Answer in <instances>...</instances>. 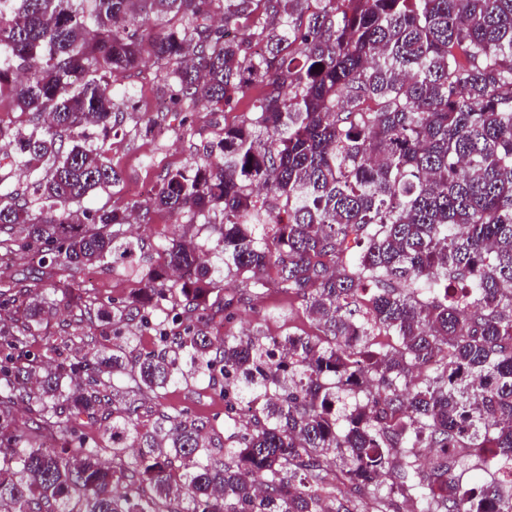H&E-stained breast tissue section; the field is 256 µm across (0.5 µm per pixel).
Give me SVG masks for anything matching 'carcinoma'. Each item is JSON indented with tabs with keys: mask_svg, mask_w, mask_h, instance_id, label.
<instances>
[{
	"mask_svg": "<svg viewBox=\"0 0 512 512\" xmlns=\"http://www.w3.org/2000/svg\"><path fill=\"white\" fill-rule=\"evenodd\" d=\"M145 11L161 21L148 41ZM146 56L178 112L265 92L133 205L215 234L164 240L119 311L155 318L159 350L35 383L43 301L0 289V506L362 512L366 496L377 512H512L497 482L512 460V0H0V99L19 113L0 120V170L29 176H0V253L35 250L45 271L139 248L120 234L127 213L72 205L121 181L88 129L114 128L128 98L108 77ZM221 268L251 294L301 296L322 337L210 335L245 302L210 301ZM186 364L241 393L246 427L216 458L206 424L166 416L128 455L139 403ZM79 370L84 393H65ZM123 376L136 398L108 386ZM65 412L99 420L101 443L46 447ZM329 449L338 494L324 497Z\"/></svg>",
	"mask_w": 512,
	"mask_h": 512,
	"instance_id": "obj_1",
	"label": "carcinoma"
}]
</instances>
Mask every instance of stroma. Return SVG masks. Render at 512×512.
<instances>
[{"instance_id": "obj_1", "label": "stroma", "mask_w": 512, "mask_h": 512, "mask_svg": "<svg viewBox=\"0 0 512 512\" xmlns=\"http://www.w3.org/2000/svg\"><path fill=\"white\" fill-rule=\"evenodd\" d=\"M114 86L126 94L131 104L119 130L105 140L106 158L121 181L108 191L88 197L83 205H104L120 212L130 210L134 202L140 201V187L157 189L167 171L189 166L201 155L203 146L216 140L225 127L241 123L251 98L263 91L262 86H253L247 97L225 112L216 111L208 103H198L191 114L189 130H182L179 115L171 113L148 132L144 129L147 119L156 118L160 103L168 99L159 66L149 64L132 70L117 77ZM123 230L144 245L133 262L74 266L60 261L53 266L40 288L44 314L33 352L46 355L54 364L92 362L98 351L112 345L118 333L131 337L133 354L156 349L151 326L135 319L117 329L110 320L98 318L96 312L104 305L124 304L137 292L141 270L159 263L155 247L164 238L177 232L201 241L208 231L198 224L177 225L175 217L164 211L137 218L135 223L124 225ZM254 330L275 337L320 333L317 323L305 313L301 299L274 287L240 307L229 322L210 327L215 336H242ZM226 409L220 390L191 378L168 385L156 398L146 401L138 411L139 428L144 432L151 430L161 414L183 412L205 421L210 427L212 444L220 447L228 436L224 429Z\"/></svg>"}]
</instances>
